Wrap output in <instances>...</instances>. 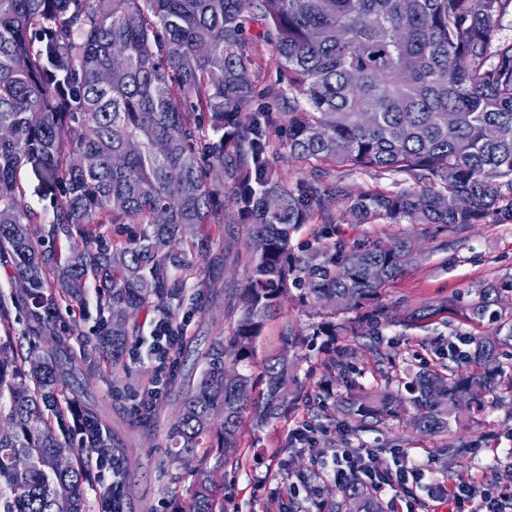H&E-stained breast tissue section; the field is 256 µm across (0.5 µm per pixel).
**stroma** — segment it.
<instances>
[{"instance_id": "1", "label": "stroma", "mask_w": 512, "mask_h": 512, "mask_svg": "<svg viewBox=\"0 0 512 512\" xmlns=\"http://www.w3.org/2000/svg\"><path fill=\"white\" fill-rule=\"evenodd\" d=\"M17 179L35 211L50 213L58 191L46 177L41 161L35 157L24 161ZM335 228L337 237L350 243L362 239L385 242L405 231L420 235L419 253L404 274L382 291L381 301L390 307H420L512 275V222L489 221L434 231L405 223L354 224L340 216ZM237 231L234 224L212 227L196 261L198 272L183 285L185 300L176 316L188 318L189 327L186 354L177 363V370L200 374L203 365L192 353L195 345L207 344L216 336L227 339L232 334L233 317L227 316L222 307L208 304L204 272L222 268L225 288L244 286L247 268L220 262L226 240ZM315 320V315L293 301H284L281 315L268 321L255 342L252 370L257 373L268 355L284 350L282 337L288 330L308 335L303 346L284 350L295 360L299 380L289 397L287 417L262 427L243 420L236 447L226 454L213 451L208 460L211 468L224 474L223 484L216 489L224 501V512H277L276 505L283 500L291 512H310L313 503L339 500L335 482L316 478L315 469L346 448L369 449L387 466L402 454L424 462L428 466L425 484L415 490L421 498L426 497L427 486L447 485L461 477L475 481L493 496L512 487V390L502 387L486 395L482 411L466 412L463 428L443 436L420 434L405 416L373 428L346 431L337 414L317 408L334 359H344L345 376L357 391H394L407 372L419 370L422 364H448L449 339L488 333L489 323L471 322L459 308L451 307L409 329L383 327L377 342L389 360L379 364L352 337L340 336L331 342L324 336L309 335V326ZM58 324L63 333L69 334L74 350L87 352L80 380L89 399L120 407L129 420H136L137 398L114 381L112 366L101 353L88 348L98 332L95 292H88L80 304L62 307ZM302 424L312 429L306 442L291 436L292 430ZM450 444L463 450L453 466L443 452ZM138 455V465L126 474L129 495L124 512H174L176 505L189 502L194 478L190 470L168 466L164 435L139 439ZM292 475L307 478L311 493L284 499Z\"/></svg>"}]
</instances>
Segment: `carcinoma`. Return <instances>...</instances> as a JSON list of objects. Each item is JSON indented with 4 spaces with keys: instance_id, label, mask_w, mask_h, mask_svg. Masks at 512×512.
<instances>
[{
    "instance_id": "1",
    "label": "carcinoma",
    "mask_w": 512,
    "mask_h": 512,
    "mask_svg": "<svg viewBox=\"0 0 512 512\" xmlns=\"http://www.w3.org/2000/svg\"><path fill=\"white\" fill-rule=\"evenodd\" d=\"M512 0H0V264L16 291L0 297L32 326L27 352L0 337V512H85L96 488L100 512H123L124 482L100 484L97 462L122 472L131 436L110 423L83 389L65 336L41 346L62 304L82 300L93 281L102 311L94 344L117 365L129 322L146 305L173 325L189 258L212 224H242L260 254L236 252L249 276L231 293L237 314L230 348L213 341L198 353L200 378H184L180 411L167 421L169 462L194 465L196 490L177 512H224L208 459L235 447L245 414L262 425L281 418L294 366L284 353L252 377L224 378L228 365L252 366L253 343L285 297L322 317L316 336H366L365 326H411L448 306L494 325L468 337L467 364L424 367L402 382L406 395L351 394L336 410L356 427L413 410L414 427L448 434L463 407L479 404L506 377L512 349V276L478 286L434 309L385 307L418 238L388 242L333 239L342 215L446 229L493 218L512 222V41L499 37ZM264 25L280 80L263 89L285 127L256 106L257 51L247 37ZM455 120L448 123V113ZM285 130L289 157L309 179L288 185L270 148ZM42 158L60 190L46 227L16 173ZM343 175H392L394 188L355 189ZM462 195L468 206L459 207ZM321 224L315 244L295 250L305 224ZM65 239L64 259L42 241ZM382 277L374 280L370 269ZM156 401L143 400L136 428L151 435ZM329 512H385L362 485L341 491Z\"/></svg>"
}]
</instances>
